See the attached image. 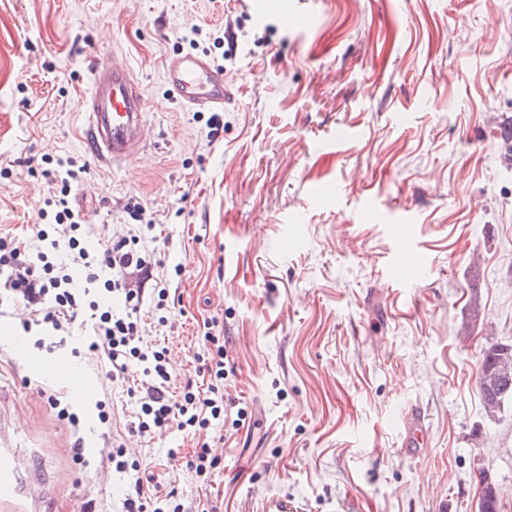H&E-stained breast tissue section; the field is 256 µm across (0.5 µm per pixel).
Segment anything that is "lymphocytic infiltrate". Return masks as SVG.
Wrapping results in <instances>:
<instances>
[{
	"mask_svg": "<svg viewBox=\"0 0 512 512\" xmlns=\"http://www.w3.org/2000/svg\"><path fill=\"white\" fill-rule=\"evenodd\" d=\"M84 172L73 158H56L43 174L57 192L40 211L52 216L53 225L36 228L29 236L0 233V305L27 307L24 330L37 326L52 336L73 334L81 347L94 352L106 379L125 392L134 408L130 432L144 436L173 425L200 438L187 464L198 478L209 480L218 459L202 436L224 419V347L217 336L205 333L209 348L198 368L207 377L205 387L189 382L172 391L166 348L145 342L141 335L144 294L125 282L128 271L142 270L146 259L134 239H93L70 201L72 184ZM77 270L85 277L80 288L73 276ZM105 292L122 293L121 312L101 306ZM134 362L143 367L141 378L128 374ZM106 459L130 478L120 512H186L174 491L163 490L154 476H142L140 465L127 463L123 448L110 450Z\"/></svg>",
	"mask_w": 512,
	"mask_h": 512,
	"instance_id": "obj_1",
	"label": "lymphocytic infiltrate"
}]
</instances>
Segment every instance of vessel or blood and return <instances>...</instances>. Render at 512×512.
I'll return each mask as SVG.
<instances>
[{
	"instance_id": "b4317fda",
	"label": "vessel or blood",
	"mask_w": 512,
	"mask_h": 512,
	"mask_svg": "<svg viewBox=\"0 0 512 512\" xmlns=\"http://www.w3.org/2000/svg\"><path fill=\"white\" fill-rule=\"evenodd\" d=\"M87 72L89 92L83 99L85 140L98 163L122 166L144 147L147 100L133 66L123 56H92ZM162 74L171 100L194 112L223 111L233 97V77L201 54L169 55L163 62ZM26 367L32 375L65 381L83 394L91 388L81 367L66 359H30ZM403 427L405 454L419 455L428 443L424 411L409 407L403 414ZM22 466L9 438L1 436L0 512H55L53 496L41 481L25 476Z\"/></svg>"
}]
</instances>
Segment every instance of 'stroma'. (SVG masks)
<instances>
[{
  "instance_id": "obj_1",
  "label": "stroma",
  "mask_w": 512,
  "mask_h": 512,
  "mask_svg": "<svg viewBox=\"0 0 512 512\" xmlns=\"http://www.w3.org/2000/svg\"><path fill=\"white\" fill-rule=\"evenodd\" d=\"M291 12L319 21L298 29ZM190 49L235 78L221 130L169 99L162 63ZM112 51L149 106L124 169L81 141L88 59ZM48 156L87 163L72 190L96 233L145 246L138 285L170 303L144 334L166 342L175 385L212 322L235 373L204 489L181 432L129 435L119 406L99 422L112 386L96 362L82 397L28 375L25 356L70 358L73 341L0 343V423L28 475L119 512L127 476L98 471L120 444L210 512H478L482 467L512 512V406L488 421L477 383L483 349L512 344V0H288L261 23L250 0H0L1 231L40 224ZM401 243L421 273L392 269ZM416 404L430 441L407 458Z\"/></svg>"
}]
</instances>
